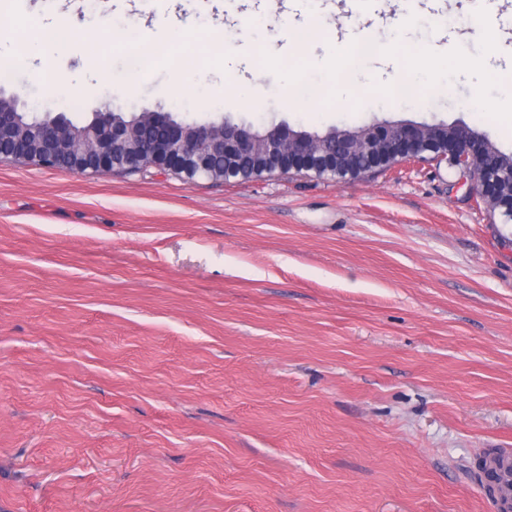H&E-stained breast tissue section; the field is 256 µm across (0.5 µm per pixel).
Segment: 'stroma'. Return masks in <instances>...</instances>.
Here are the masks:
<instances>
[{"label":"stroma","mask_w":512,"mask_h":512,"mask_svg":"<svg viewBox=\"0 0 512 512\" xmlns=\"http://www.w3.org/2000/svg\"><path fill=\"white\" fill-rule=\"evenodd\" d=\"M451 36L489 61L443 69L413 103L358 84L308 99L356 34L354 0H181L180 46L218 24L257 41L312 12L289 80L220 58L188 92L126 55L88 69L95 7L71 51L34 72L0 65L28 116L77 124L103 107L187 122H281L323 134L466 125L512 155L496 68L512 8L442 0ZM410 0H367L381 41L429 45ZM47 0H0L12 37L47 35ZM512 448V220L447 162L407 161L336 182L291 172L237 182L171 172L75 175L0 160V512H494L478 461Z\"/></svg>","instance_id":"35a3bbf8"}]
</instances>
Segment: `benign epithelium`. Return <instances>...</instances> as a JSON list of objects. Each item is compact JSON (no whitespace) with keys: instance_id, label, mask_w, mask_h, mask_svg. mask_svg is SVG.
Wrapping results in <instances>:
<instances>
[{"instance_id":"1","label":"benign epithelium","mask_w":512,"mask_h":512,"mask_svg":"<svg viewBox=\"0 0 512 512\" xmlns=\"http://www.w3.org/2000/svg\"><path fill=\"white\" fill-rule=\"evenodd\" d=\"M123 121L108 107L77 126L64 116L21 122L19 101L0 90V156L76 175L154 167L188 180L240 181L311 172L344 181L403 161H446L470 193L512 215V160L464 126L375 123L317 137L278 124L260 132L227 120L199 124L152 111Z\"/></svg>"}]
</instances>
